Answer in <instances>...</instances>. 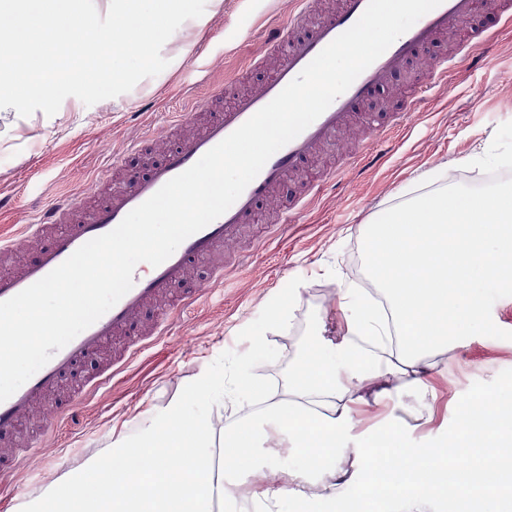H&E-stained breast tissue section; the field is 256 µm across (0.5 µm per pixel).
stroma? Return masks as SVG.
Here are the masks:
<instances>
[{
    "label": "stroma",
    "instance_id": "obj_1",
    "mask_svg": "<svg viewBox=\"0 0 512 512\" xmlns=\"http://www.w3.org/2000/svg\"><path fill=\"white\" fill-rule=\"evenodd\" d=\"M293 0H222L205 28L180 26L161 54L168 66L141 80L129 92L94 105L66 98L58 112L19 116L0 109V231L36 220L46 207L65 201L78 212L93 206L81 189L122 157L129 141L146 131L165 132L183 104L207 100L212 89L229 81L247 89L249 65L258 61L271 74L277 57L268 48L271 30L287 32ZM464 27L449 28L431 47L434 55L457 59L452 86H436L401 124L391 113L422 79L416 66L395 74L385 91L363 103L349 129L335 145L309 158L303 171L289 175L269 204L254 215L251 234L260 235L244 270L230 277L228 287L215 288L167 336L143 350L113 378L108 390L93 394L79 408V421L60 420L47 435L37 473L27 468L0 474V512H19L20 504L48 484L97 455L120 434L137 431V416L158 410L181 397L186 383L204 368L252 372L268 395L280 397L296 361L315 332L340 342L345 334L339 309L341 291H371L366 275L364 237L380 210L411 203L431 188L473 193L493 180H512V167L499 166L501 154L512 151V31L502 34L488 65H476L463 48ZM386 122L380 148L384 157L374 166L349 169L346 158L369 143L377 122ZM124 157V156H123ZM307 185L315 203L291 224L263 236L276 213ZM293 287L297 299L283 321L266 325L265 308L280 289ZM492 337H474L463 350L438 349L427 358L426 380L435 392L415 390L409 376L387 375L383 385L395 399L358 406L357 431L390 421L411 425L410 436L440 435L449 426L460 397L477 381L488 382L512 369V289L492 294ZM273 350L251 359L255 337ZM124 337L86 358L81 369L38 402L30 418L11 433L0 434V456L29 444L44 417L57 414L71 390L111 365ZM431 408L432 419L415 429L413 410Z\"/></svg>",
    "mask_w": 512,
    "mask_h": 512
}]
</instances>
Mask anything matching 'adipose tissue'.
<instances>
[{
	"instance_id": "obj_1",
	"label": "adipose tissue",
	"mask_w": 512,
	"mask_h": 512,
	"mask_svg": "<svg viewBox=\"0 0 512 512\" xmlns=\"http://www.w3.org/2000/svg\"><path fill=\"white\" fill-rule=\"evenodd\" d=\"M367 269L391 318H369L362 301L346 313L347 340L316 346L300 359L287 398L268 400L216 434L213 420L256 398L251 373L226 387L223 372L201 370L186 394L151 412L142 432L68 471L26 503L23 512H288L307 486L335 488L336 450L354 428L352 407L372 383L402 363L412 385L429 393L423 375L430 351L465 348L487 335V299L512 286V184L460 196L445 190L384 210L366 236ZM398 336L390 361L356 345V338ZM344 368H337V361ZM360 461L373 455L414 470L415 451H402L392 429L360 439ZM231 461L216 472L215 452ZM264 460H257L258 450ZM287 475V484L237 495L233 483L257 464Z\"/></svg>"
}]
</instances>
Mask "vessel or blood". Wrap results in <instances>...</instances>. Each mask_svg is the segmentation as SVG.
Returning <instances> with one entry per match:
<instances>
[{
    "mask_svg": "<svg viewBox=\"0 0 512 512\" xmlns=\"http://www.w3.org/2000/svg\"><path fill=\"white\" fill-rule=\"evenodd\" d=\"M368 0H341L339 9L315 22H308V8H301L296 24L304 25L303 33L290 40L271 38V48L280 50L278 68L268 77L255 82L245 92L236 94L230 104L220 107L205 120L193 138L177 139L178 126L195 119L198 110H182L170 121L166 138L168 147L156 164L133 177L121 189L108 190L109 174H102L87 189L88 195H101L90 218L81 224L71 221V207L60 203L44 210L40 224H55L59 230L43 247L37 258L17 272L0 273V301L7 300L47 275L63 263L80 246L113 230L124 217L166 182L195 164L207 151L246 122L259 109L274 99L328 44L345 32L365 11ZM476 11V0H442L435 9L421 17L401 35L372 65L362 72L328 109L291 142L275 152L257 177L246 187L237 201L220 217L185 239L161 265L138 264L133 274L134 285L107 313L80 333L67 346L25 382L10 398L0 402V432L14 428L30 412L36 402L91 351L101 348L127 328L131 320L149 303L169 297V305L155 310L153 334L165 335L169 326L191 306L206 296V289L174 294L184 281L191 264L213 257L220 248H228L230 266L213 267L211 282H223L226 269H240L248 261L249 252L240 248L247 239L246 230L255 210L273 193L289 174L299 171L305 160L319 147L331 144L348 125L354 110L383 92L389 78L407 65L425 64L427 78L417 85L397 112L398 120H406L425 93L438 85L449 84L456 67L447 56L425 57L449 26L467 24ZM497 26L473 30L466 35L467 44L479 63L489 61L493 44L501 29L512 28V0H496Z\"/></svg>",
    "mask_w": 512,
    "mask_h": 512,
    "instance_id": "b4317fda",
    "label": "vessel or blood"
}]
</instances>
